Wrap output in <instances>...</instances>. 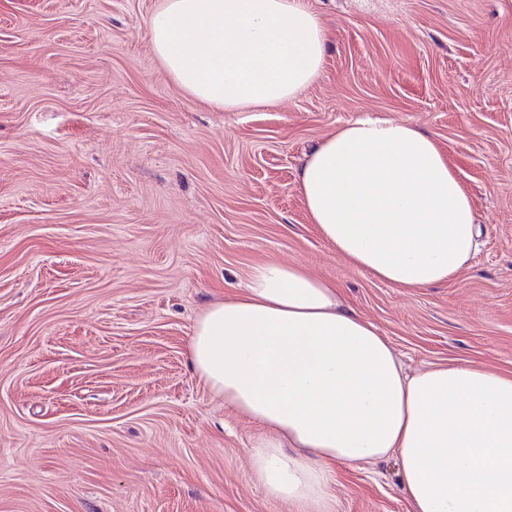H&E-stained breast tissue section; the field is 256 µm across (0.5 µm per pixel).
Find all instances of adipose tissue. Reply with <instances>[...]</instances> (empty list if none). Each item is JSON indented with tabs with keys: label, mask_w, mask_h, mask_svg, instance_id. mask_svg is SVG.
Listing matches in <instances>:
<instances>
[{
	"label": "adipose tissue",
	"mask_w": 512,
	"mask_h": 512,
	"mask_svg": "<svg viewBox=\"0 0 512 512\" xmlns=\"http://www.w3.org/2000/svg\"><path fill=\"white\" fill-rule=\"evenodd\" d=\"M150 38L180 89L227 112L296 97L328 46L305 0H162ZM298 191L339 257L399 288L458 276L478 246L465 186L408 122L337 127L307 157ZM189 360L264 429L251 468L270 499L318 512L334 465L393 457L412 512H512V373L452 363L405 373L335 281L258 265L197 318Z\"/></svg>",
	"instance_id": "1"
}]
</instances>
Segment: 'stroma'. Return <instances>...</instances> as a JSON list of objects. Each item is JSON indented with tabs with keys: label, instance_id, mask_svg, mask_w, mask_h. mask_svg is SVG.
<instances>
[{
	"label": "stroma",
	"instance_id": "obj_1",
	"mask_svg": "<svg viewBox=\"0 0 512 512\" xmlns=\"http://www.w3.org/2000/svg\"><path fill=\"white\" fill-rule=\"evenodd\" d=\"M307 3L322 75L225 112L154 55L161 0H0V512H300L188 364L196 317L266 262L336 281L408 373L512 372V0ZM366 116L428 132L468 188L455 278L393 287L310 224L299 169ZM329 509L410 512L394 460L336 464Z\"/></svg>",
	"mask_w": 512,
	"mask_h": 512
}]
</instances>
